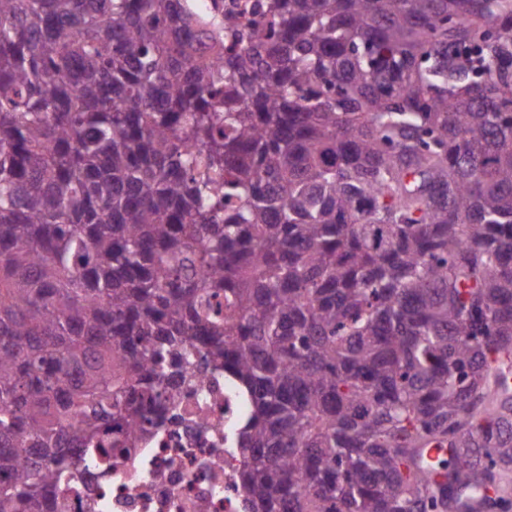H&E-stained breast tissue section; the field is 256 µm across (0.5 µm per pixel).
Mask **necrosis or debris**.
<instances>
[{
	"label": "necrosis or debris",
	"mask_w": 512,
	"mask_h": 512,
	"mask_svg": "<svg viewBox=\"0 0 512 512\" xmlns=\"http://www.w3.org/2000/svg\"><path fill=\"white\" fill-rule=\"evenodd\" d=\"M249 401L223 369L195 368L157 430L108 473L64 491L61 512H242L230 445Z\"/></svg>",
	"instance_id": "necrosis-or-debris-1"
}]
</instances>
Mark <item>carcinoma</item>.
<instances>
[{
  "mask_svg": "<svg viewBox=\"0 0 512 512\" xmlns=\"http://www.w3.org/2000/svg\"><path fill=\"white\" fill-rule=\"evenodd\" d=\"M0 0V512L250 397L248 512L512 467V0Z\"/></svg>",
  "mask_w": 512,
  "mask_h": 512,
  "instance_id": "cac0c4a2",
  "label": "carcinoma"
}]
</instances>
